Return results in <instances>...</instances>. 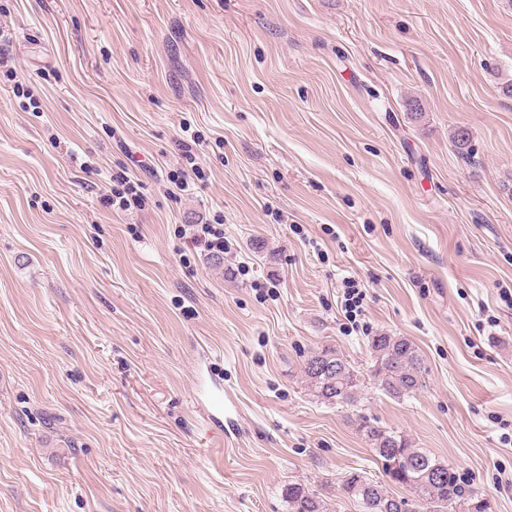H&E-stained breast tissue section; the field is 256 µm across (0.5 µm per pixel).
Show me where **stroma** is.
I'll return each instance as SVG.
<instances>
[{"label":"stroma","instance_id":"35a3bbf8","mask_svg":"<svg viewBox=\"0 0 512 512\" xmlns=\"http://www.w3.org/2000/svg\"><path fill=\"white\" fill-rule=\"evenodd\" d=\"M510 84L512 0H0V512H357L362 416L512 512ZM122 170L144 208L102 204ZM324 347L357 405L308 389ZM223 224H190L191 235L188 237L194 248L210 254H224L227 240L224 238ZM373 376L379 390L394 399L412 396L421 385L425 372L413 343L403 336L382 333L373 336ZM289 512H333L327 502L299 484L288 485Z\"/></svg>","mask_w":512,"mask_h":512}]
</instances>
